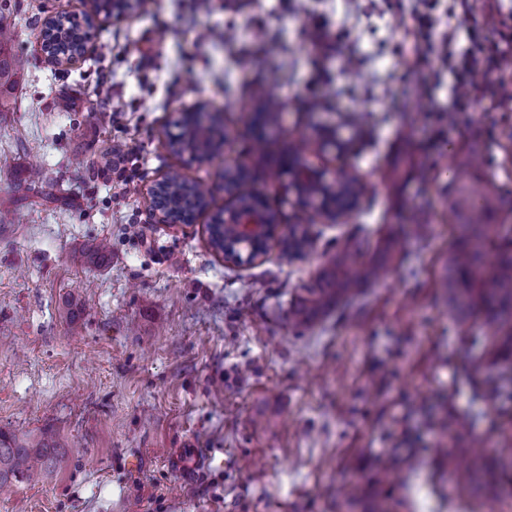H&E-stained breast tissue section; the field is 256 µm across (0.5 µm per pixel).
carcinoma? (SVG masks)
Listing matches in <instances>:
<instances>
[{
	"mask_svg": "<svg viewBox=\"0 0 512 512\" xmlns=\"http://www.w3.org/2000/svg\"><path fill=\"white\" fill-rule=\"evenodd\" d=\"M16 35L15 18L0 12V93L13 85L24 69V62L11 54ZM53 50L61 55L85 41L77 23L70 19L44 33ZM251 95L259 99L271 122L277 120L282 102L279 95L263 81L256 80ZM198 144L202 151L214 158L220 150L197 129L185 126L170 142V146L184 147ZM479 157L471 154L456 165L448 181V211L452 215L458 235L451 252L442 287L448 292V308L457 321L466 325L472 317L482 316L480 323L491 344L493 361L512 364V228L506 222L512 219V192L498 185L495 178L481 167ZM360 182L353 168H341L336 174V192L330 196L336 212L327 216L337 220L359 205L363 191L352 201L347 194ZM207 190L199 184H188L177 172L167 177V184L156 197V203L169 212L188 218L206 205ZM234 228L216 217L211 225L213 248L235 250ZM310 244L307 226L296 224L288 236L280 241V259L288 263L303 256ZM358 238L354 233L336 237L328 264L317 278L303 288V295L292 307L288 319L296 329L311 325L327 311L346 304L360 295L362 289L382 281L384 261L372 257L360 259ZM107 240L101 239L70 255L74 265L87 267L98 264L110 253ZM484 397L489 402L512 401V367L484 380ZM68 458L57 446L50 431L36 438L0 431V493L28 485L54 470L64 467Z\"/></svg>",
	"mask_w": 512,
	"mask_h": 512,
	"instance_id": "carcinoma-1",
	"label": "carcinoma"
}]
</instances>
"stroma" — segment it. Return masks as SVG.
I'll use <instances>...</instances> for the list:
<instances>
[{"instance_id": "1", "label": "stroma", "mask_w": 512, "mask_h": 512, "mask_svg": "<svg viewBox=\"0 0 512 512\" xmlns=\"http://www.w3.org/2000/svg\"><path fill=\"white\" fill-rule=\"evenodd\" d=\"M0 10L15 16L12 50L26 62L0 120V210L17 213L0 224V429L52 430L69 456L65 470L0 496V512H370L377 501L387 512H512V489L463 488L449 475V456L473 440L512 446V403L477 399V380L498 371L490 342L456 325L440 286L456 237L442 196L450 164L481 151L512 189V112L498 108L512 72L459 110L451 73L431 57L407 64L412 42L387 0H152L124 20L90 19L87 53L70 66L48 62L35 23L82 17L81 0H0ZM431 12L462 43L483 23V0H431ZM311 19L336 34L329 48L309 46ZM230 22L264 36L230 54ZM347 55L360 81L342 74ZM257 78L287 109L250 154ZM317 95L325 109L307 111ZM200 103L223 111L229 135L204 162L167 138ZM352 113L364 122L347 124ZM322 126L350 143L345 161L370 184L337 221L299 205L270 172L293 137ZM408 131L435 171L429 183L393 171ZM108 148L132 154L127 184L102 176ZM235 160L284 227L309 225L304 258L283 263L274 243L260 261L225 262L207 216L170 223L149 194L176 170L205 181L218 210ZM414 207L432 227L426 238L405 221ZM349 232L368 258L396 237L405 246L384 281L292 329L290 308ZM102 238V264L70 263ZM69 300L84 307L73 323ZM390 459L398 475L385 482Z\"/></svg>"}]
</instances>
